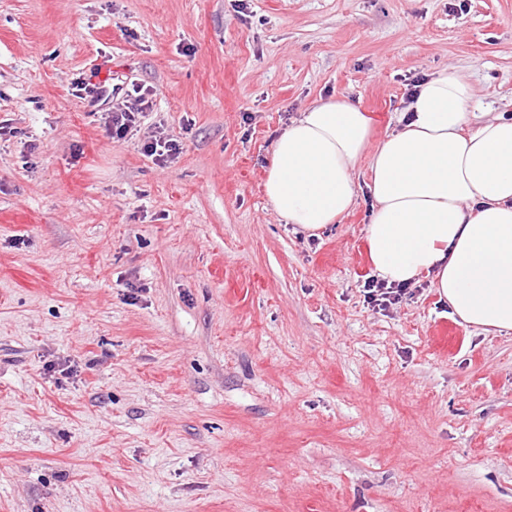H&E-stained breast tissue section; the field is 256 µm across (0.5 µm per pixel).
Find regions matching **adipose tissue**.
Segmentation results:
<instances>
[{
    "mask_svg": "<svg viewBox=\"0 0 512 512\" xmlns=\"http://www.w3.org/2000/svg\"><path fill=\"white\" fill-rule=\"evenodd\" d=\"M475 98L459 70H438L372 152V120L359 103L321 100L273 142L264 188L286 223L313 233L353 207L354 171L367 160L377 276H428L467 325L512 331V118L475 115Z\"/></svg>",
    "mask_w": 512,
    "mask_h": 512,
    "instance_id": "ef3b65f1",
    "label": "adipose tissue"
}]
</instances>
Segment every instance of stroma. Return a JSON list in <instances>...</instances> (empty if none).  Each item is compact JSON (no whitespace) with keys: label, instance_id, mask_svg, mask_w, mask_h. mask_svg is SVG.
Wrapping results in <instances>:
<instances>
[{"label":"stroma","instance_id":"35a3bbf8","mask_svg":"<svg viewBox=\"0 0 512 512\" xmlns=\"http://www.w3.org/2000/svg\"><path fill=\"white\" fill-rule=\"evenodd\" d=\"M450 65L512 117V0H0V512H512V332L366 303V165L313 235L264 191L315 101L380 140ZM152 95L148 87L134 85L132 92L126 95L131 98L132 102H127L125 105L107 112V116L104 118L107 136L113 140H122L137 129L141 124V119L145 116L144 114L153 106ZM157 133L159 135L151 136L143 144V153L146 156L152 157L157 164H164L169 160L177 158L181 152L179 142L168 135H164L163 132Z\"/></svg>","mask_w":512,"mask_h":512}]
</instances>
